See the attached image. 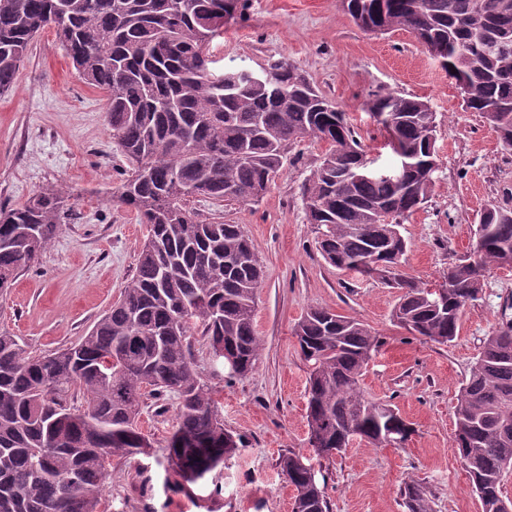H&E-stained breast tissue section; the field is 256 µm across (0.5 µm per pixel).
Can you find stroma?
I'll return each mask as SVG.
<instances>
[{"instance_id":"stroma-1","label":"stroma","mask_w":512,"mask_h":512,"mask_svg":"<svg viewBox=\"0 0 512 512\" xmlns=\"http://www.w3.org/2000/svg\"><path fill=\"white\" fill-rule=\"evenodd\" d=\"M209 56L216 74L273 62L298 67L349 115L383 165L394 156L366 110L369 94L387 88L428 102L439 168L427 200L400 227L409 276L439 284L470 252L484 208L512 204V155L480 113L462 109L446 71L407 31L363 32L340 0H247ZM106 102L48 28L31 44L14 87L0 95V204L15 206L62 184L73 206L52 246L0 297V330L34 354L70 346L92 328L133 276L147 238L146 225L112 198L126 162L112 140ZM327 149L309 139L292 144L280 176L257 202L194 199L201 218L242 225L265 267L254 318L263 346L251 373L231 374L200 335L191 337L195 369L214 390L239 449L204 479L186 482L166 460L175 401L147 399L140 426L151 448L113 461L100 512H292L295 490L277 465L287 452L312 460L329 512H406L400 489L411 480L426 487L432 512H481L454 446V407L482 339L502 317L512 318V270L486 275L453 342L413 338L392 320L397 289L326 264L316 247L302 186ZM313 307L359 319L383 337L361 385L412 423L406 444L357 439L338 455L316 456L306 421L310 365L293 335Z\"/></svg>"}]
</instances>
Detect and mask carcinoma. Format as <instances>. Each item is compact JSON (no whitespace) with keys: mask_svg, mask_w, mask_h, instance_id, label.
<instances>
[{"mask_svg":"<svg viewBox=\"0 0 512 512\" xmlns=\"http://www.w3.org/2000/svg\"><path fill=\"white\" fill-rule=\"evenodd\" d=\"M378 5L373 27L402 29L437 58L465 110L478 112L498 139L512 140V0H342L353 20ZM241 0H0V95L16 83L35 36L54 30L86 84L107 93L112 139L129 165L117 201L149 226L136 272L92 329L66 348L31 355L20 338L0 331V512H98L114 458L151 447L139 427L145 389L177 400L167 462L195 483L232 456L212 389L194 368L189 336L201 331L211 352L240 359L250 373L262 342L254 327L263 265L240 224L203 221L187 208L199 196L216 202L257 201L283 169L288 147L303 139L329 145L302 186L318 250L339 270L369 250L387 266L402 263L399 227L423 204L432 181L422 165L437 159L436 117L428 102L380 89L369 112H385L389 135L410 158L399 188L359 177L368 154L346 114L298 69L282 62L270 80L209 70V45L237 17ZM69 189L52 186L26 202L0 207V295L49 248L71 212ZM477 225L472 254L448 269L447 293L433 304L429 287L401 273L385 280L400 292L392 314L424 342L447 344L465 308L479 299L485 274L512 251V207L492 204ZM312 363L307 386L310 437L330 456L356 431L383 446L390 421L410 437L397 408L369 398L360 385L379 338L360 320L312 308L294 328ZM115 351L122 362L114 365ZM454 443L482 512H500L512 462V322L482 339L455 409ZM285 453L279 467L296 490L292 512H328L324 489ZM408 512H432L426 488L400 489Z\"/></svg>","mask_w":512,"mask_h":512,"instance_id":"carcinoma-1","label":"carcinoma"}]
</instances>
